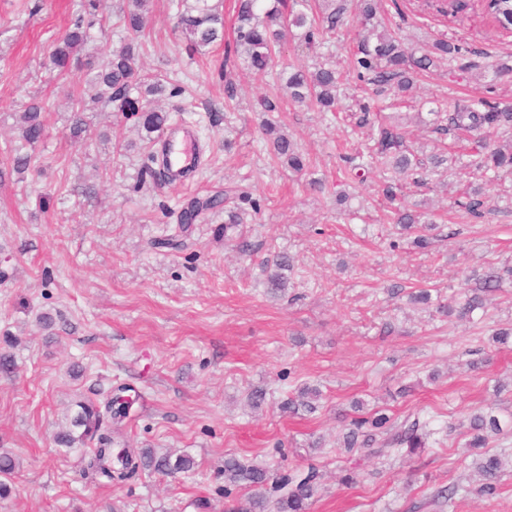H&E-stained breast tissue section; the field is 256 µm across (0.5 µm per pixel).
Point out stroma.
<instances>
[{
	"label": "stroma",
	"mask_w": 512,
	"mask_h": 512,
	"mask_svg": "<svg viewBox=\"0 0 512 512\" xmlns=\"http://www.w3.org/2000/svg\"><path fill=\"white\" fill-rule=\"evenodd\" d=\"M88 0H0V154L30 155L25 172L0 181V452L19 461L12 493L0 512H227L249 492L228 486L224 460L264 466L270 477L316 468L321 478L307 512H512V470L493 499L476 495V475L457 426L474 410L492 407L504 431L492 451L512 454V284L485 294L472 318L438 313L459 305L487 267L512 266V177L482 182L490 208L475 223L454 202L479 175L467 160L432 175L427 187L398 192L411 209L430 210L441 233L429 251L410 245L411 232L383 219L386 171L365 183L345 173L342 155L370 141L355 128L297 103L272 81L252 79L243 65L224 77L223 45L189 52L174 30L179 0H153L152 23L137 65L166 75L173 93L162 104L172 123L194 128L202 163L182 184L155 185L137 116L88 105L74 134L69 95L95 75L104 53L126 40L112 21L125 0H100L98 22L57 78L49 53ZM381 0L377 18L412 47L448 37L463 45L453 61L419 77L408 97L406 138L421 156L434 135L415 118L423 102L440 111L485 96L512 105V33L479 13L441 23L419 0ZM360 28L356 7L320 49L291 41L284 60L313 69L335 61L348 70ZM277 95L278 111L260 99ZM46 103L45 131L33 145L19 117L29 97ZM272 121L312 162L316 192L306 177L271 161L262 131ZM239 187L260 199L259 215L225 225L223 211L203 212L180 226L191 196ZM349 200L337 207V192ZM183 238V250L160 247ZM252 246L242 253L241 242ZM292 257L288 290L272 297L261 264ZM426 288L433 306L411 304ZM51 314L52 328L37 318ZM128 387L134 404L119 437L131 448L193 457L192 470L139 471L105 486L82 473L83 449L54 442L79 398ZM321 392L315 413L282 405L299 388ZM260 388V408L247 404ZM395 424L425 423V448L346 450L353 419L374 412ZM358 472L360 481L345 484ZM453 485L452 505L433 493Z\"/></svg>",
	"instance_id": "obj_1"
}]
</instances>
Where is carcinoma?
<instances>
[{
    "label": "carcinoma",
    "instance_id": "obj_1",
    "mask_svg": "<svg viewBox=\"0 0 512 512\" xmlns=\"http://www.w3.org/2000/svg\"><path fill=\"white\" fill-rule=\"evenodd\" d=\"M151 0H127L126 8L118 16L132 37L119 49L107 54L96 76V97L112 102L119 112L139 115V120L147 134L163 131L170 122V113L153 104L150 97L163 95L167 91L166 79L160 74H142L137 69V58L143 43V35L150 21ZM377 0H363L361 14L365 28L359 34L357 51L353 54L350 70L356 79L369 86L373 100L391 95L403 101L418 76L435 67L442 60L455 58L462 51L461 44L447 38L431 42L422 52L405 46L391 30L376 21ZM236 22L233 27V46L226 47L224 62L230 56L242 61L255 78H266L282 62L284 44L288 32L296 29L300 38L309 48L318 47L336 34L343 25L347 12V0H235ZM484 13L500 27L512 29V0H488L483 4ZM177 29L186 36L190 49L198 50L224 41V15L216 4L209 0H197V5L178 14ZM88 40L83 24L66 32L54 44L52 63L59 74H64L71 62L79 55ZM343 76L336 66L320 63L312 71L295 70L288 72L285 87L294 101L310 100L322 112L339 109V90ZM359 112L353 114L355 126L372 129L373 145L368 150V159L354 166L356 177L369 173L381 166L393 174V183L388 186L387 196L394 198L396 190L403 184L424 186L427 181V167L434 169L448 164L450 158L444 148L437 150L427 159L414 153L405 140L401 117L378 119L379 113L372 111L369 103L358 104ZM44 106L33 99L24 109L20 121L22 138L30 143L39 142L43 136ZM429 122L431 131L440 136V142L454 144L462 136L469 137L468 156L470 165L483 175L494 179L512 176V108L500 107L485 97H475L465 104H459L453 112H435ZM264 134L271 144L273 157L288 166L295 173H303L310 168L309 158L299 152L287 135L281 133L272 122L262 125ZM30 160L26 155H9L0 161V176L6 169L22 171L28 169ZM223 204V197L212 195L205 199L191 198L180 212V222L190 224L203 210H215ZM458 207L472 220H480L488 213L483 195L470 189L463 194ZM261 211L260 201L248 191L237 196V206L227 212L226 224H240L247 212ZM434 214L428 211L397 207L392 211V221L406 229L416 225L432 226ZM292 268L291 259L277 254L265 261L263 272L267 288L276 294L285 291L288 285L286 272ZM504 275L496 267L488 268L478 278L482 289L493 291L501 287ZM483 307V299L475 294L461 306H437L441 312H457L461 318L470 316ZM320 393L306 387L298 395L284 404L290 413L304 411L313 413L318 408ZM78 411L70 419L69 427L56 436V443L66 448L96 442V448L88 457L86 472L95 479L110 484L123 481L140 470L154 469L167 472H184L194 465L188 454L172 457L157 456L150 448L135 452L127 447H112V430L119 429L128 417L129 405L124 399L115 396L107 400L105 411L91 401L77 403ZM390 418L381 412L369 417H360L352 423V428L343 439L347 448H369L376 442L378 434L387 430ZM459 426L466 429L469 439L465 446L476 455L475 468L481 482L478 493L487 498L498 495L499 481L506 466L512 467V459L494 454L489 450L490 441L501 434L499 418L493 410L476 412ZM420 424L413 421L403 425L388 440V443L405 446L410 453L422 447V436L418 434ZM17 468L14 457L0 455V498L11 494L12 487L6 477ZM224 477L236 485L255 489L247 504L231 512H307L309 500L317 487L319 474L313 467L301 474H283L273 481L276 497L267 496L261 491L269 480L267 471L254 465H247L230 456L224 459Z\"/></svg>",
    "mask_w": 512,
    "mask_h": 512
}]
</instances>
